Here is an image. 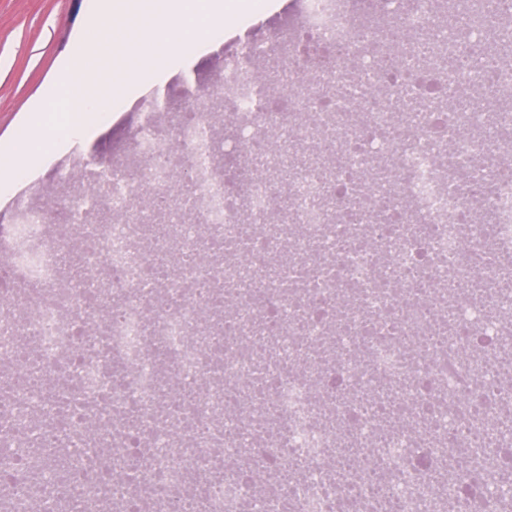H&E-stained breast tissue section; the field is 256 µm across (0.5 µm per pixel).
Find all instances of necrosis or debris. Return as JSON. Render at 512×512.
<instances>
[{"label": "necrosis or debris", "instance_id": "4bbe7bcc", "mask_svg": "<svg viewBox=\"0 0 512 512\" xmlns=\"http://www.w3.org/2000/svg\"><path fill=\"white\" fill-rule=\"evenodd\" d=\"M448 6L378 0L391 67L300 0L329 52L285 111L149 120L111 219L0 228V512H512V0Z\"/></svg>", "mask_w": 512, "mask_h": 512}]
</instances>
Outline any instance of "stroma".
I'll use <instances>...</instances> for the list:
<instances>
[{
    "mask_svg": "<svg viewBox=\"0 0 512 512\" xmlns=\"http://www.w3.org/2000/svg\"><path fill=\"white\" fill-rule=\"evenodd\" d=\"M264 2L262 12L250 14L248 21L224 17L218 42L203 52L189 51L177 72L143 86L131 105L115 107L102 131L59 149L55 146L58 129L52 124L56 107L50 94L65 87L69 63L82 40L104 44L112 39V29L104 23L89 30L86 16L92 0H0V142L15 143L17 131L37 126L41 129L38 144L45 154L31 182L0 189V224L16 223L19 210L29 203L41 206L51 198L59 206H68L72 194L60 187V170H80L83 160L91 157L125 167L136 164L133 135L156 102L166 103L162 128L169 137H176L182 113L193 105L186 88L212 87L226 59L239 57L249 42H279L280 52L267 62L270 70H279L282 49L298 27L297 0Z\"/></svg>",
    "mask_w": 512,
    "mask_h": 512,
    "instance_id": "35a3bbf8",
    "label": "stroma"
}]
</instances>
